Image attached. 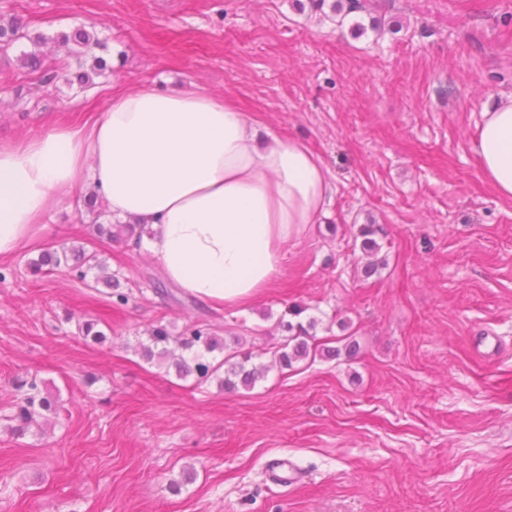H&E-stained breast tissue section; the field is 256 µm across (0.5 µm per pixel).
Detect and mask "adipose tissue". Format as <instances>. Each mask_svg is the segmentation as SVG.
Masks as SVG:
<instances>
[{"label": "adipose tissue", "mask_w": 512, "mask_h": 512, "mask_svg": "<svg viewBox=\"0 0 512 512\" xmlns=\"http://www.w3.org/2000/svg\"><path fill=\"white\" fill-rule=\"evenodd\" d=\"M480 170L512 200V98L482 114ZM89 187L113 220L145 224L166 277L205 304L245 306L271 288L288 241L317 223L333 187L298 141L259 139L242 112L201 90L139 87L88 130L58 127L0 145V256L46 213Z\"/></svg>", "instance_id": "obj_1"}]
</instances>
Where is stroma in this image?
Wrapping results in <instances>:
<instances>
[{
	"instance_id": "35a3bbf8",
	"label": "stroma",
	"mask_w": 512,
	"mask_h": 512,
	"mask_svg": "<svg viewBox=\"0 0 512 512\" xmlns=\"http://www.w3.org/2000/svg\"><path fill=\"white\" fill-rule=\"evenodd\" d=\"M360 4L379 32L354 36L309 0H0V20L46 36L66 73L40 85L20 61L30 40L0 54L1 144L100 119L120 89L193 88L304 142L334 188L244 309L158 286L145 248L95 235L112 215L87 211L82 189L0 257V512H512V200L474 140L512 97V0ZM90 24L114 70L85 85L90 58L58 38ZM364 224L385 230L369 278ZM72 245L103 269L31 268ZM86 319L105 344L83 340ZM293 319L319 348L283 368ZM194 324L223 339L215 359L251 354L265 377L224 389L135 349L153 327ZM27 374L63 410L18 438Z\"/></svg>"
}]
</instances>
